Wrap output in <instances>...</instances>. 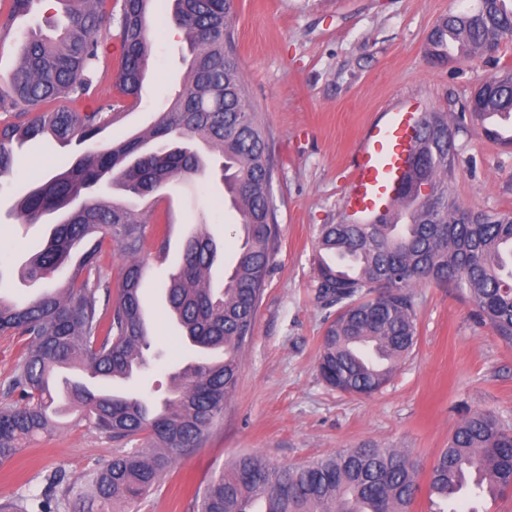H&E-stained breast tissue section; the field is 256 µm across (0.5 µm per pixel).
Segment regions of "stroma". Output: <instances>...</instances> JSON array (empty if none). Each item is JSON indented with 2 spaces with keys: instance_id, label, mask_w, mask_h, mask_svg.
<instances>
[{
  "instance_id": "1",
  "label": "stroma",
  "mask_w": 512,
  "mask_h": 512,
  "mask_svg": "<svg viewBox=\"0 0 512 512\" xmlns=\"http://www.w3.org/2000/svg\"><path fill=\"white\" fill-rule=\"evenodd\" d=\"M480 0H235L231 19L249 102L266 137L273 171L278 237L266 277L254 340L237 388L224 407L222 428L181 456L158 487L110 512H197L194 493L225 464L244 454L300 464L342 448L376 444L410 452L429 468L469 411L494 413L512 427V345L478 323L448 285L415 288L418 343L393 379L369 397L338 392L317 370L329 309L315 299L314 247L325 224L343 222L349 167L367 127L403 105L425 112H460L486 77L512 71V41L490 55L432 64L428 36L444 15L475 11ZM168 0H156L149 33L153 63L140 106L108 127L100 146L116 144L168 107L186 71L184 35H171ZM455 178L448 191L475 211H512V147L485 139L471 124L456 136ZM77 145L30 141L21 165L0 176V298L30 300L63 284L65 272L31 280L23 269L47 241L51 221L21 223L17 203L76 158ZM171 223L170 252L160 260L152 242L139 260L152 323L148 368L119 385L122 393L160 402L171 373L191 351L169 318L163 288L189 230L205 225L232 268L240 216L223 186L209 176L167 186L139 200ZM59 432L39 438L0 463V499L42 498L45 477L77 479L120 447L87 424L60 416Z\"/></svg>"
}]
</instances>
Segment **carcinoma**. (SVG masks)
<instances>
[{"label":"carcinoma","mask_w":512,"mask_h":512,"mask_svg":"<svg viewBox=\"0 0 512 512\" xmlns=\"http://www.w3.org/2000/svg\"><path fill=\"white\" fill-rule=\"evenodd\" d=\"M37 0H8L0 30L12 31ZM67 24L51 38L34 33L16 50V62L0 85V176L17 166L12 144L48 135L92 147L63 171L40 183L18 203L20 218L37 224L70 206L102 179L112 189L138 197L163 185L206 174L204 157L174 140L198 141L219 154L221 180L241 219L242 243L236 263L215 291L218 246L206 230L186 240L181 261L166 286V300L183 337L217 360L200 358L172 375L174 389L159 413L146 401L94 394L66 385L64 399L80 419L118 443L140 436L141 450L121 451L105 465L72 483L48 479L53 498L37 510L24 500L0 503V512H65L73 491L103 505L135 503L158 484L162 472L218 428L224 406L236 390L245 349L252 342L265 279L273 263L272 172L256 112L246 97L230 22L235 0H171V18L182 29L190 60L183 88L144 130L106 148L97 136L142 99L152 56L147 35L152 0H56ZM461 42L458 56L498 51L512 41L509 0H480L471 13L446 15L429 38L430 58L448 61V39ZM116 38L121 54L102 52ZM115 72L112 93L100 87ZM484 99L470 107L482 136L500 143L485 124L490 113L512 118V72L485 79ZM96 104H86L88 100ZM464 116L426 112L422 146L403 197L415 207L408 224L380 219L371 224L322 225L316 241L317 299L336 307L322 336L318 371L331 388L371 396L388 384L417 343L413 288L435 281L465 296L477 318L512 344V212L466 211L448 193L455 177L456 129ZM430 188L424 195L421 187ZM152 215L119 200L91 198L70 210L52 229L25 273L46 278L79 258L67 280L29 302L0 299V333L24 341L26 352L13 370L0 401V461L16 455L31 438L50 434L57 424L50 380L60 368H79L92 377L128 379L146 368L148 335L142 267ZM101 233L128 262L117 289L104 280ZM420 464L397 448H346L332 456L284 466L258 456L238 457L195 492L198 512H410L418 492ZM512 491V430L493 414L467 413L448 447L427 473V492L441 502L462 492L495 497Z\"/></svg>","instance_id":"carcinoma-1"}]
</instances>
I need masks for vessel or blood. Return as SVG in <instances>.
I'll return each instance as SVG.
<instances>
[{"label": "vessel or blood", "instance_id": "vessel-or-blood-1", "mask_svg": "<svg viewBox=\"0 0 512 512\" xmlns=\"http://www.w3.org/2000/svg\"><path fill=\"white\" fill-rule=\"evenodd\" d=\"M419 136V116L400 109L371 125L353 161L343 197L347 213L362 218L388 214L406 222L410 209L399 197L411 170Z\"/></svg>", "mask_w": 512, "mask_h": 512}]
</instances>
